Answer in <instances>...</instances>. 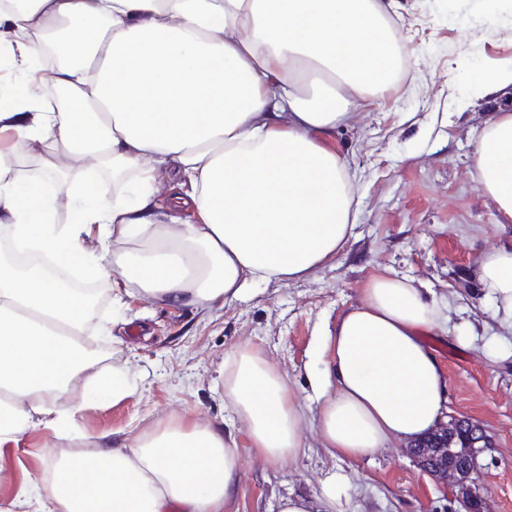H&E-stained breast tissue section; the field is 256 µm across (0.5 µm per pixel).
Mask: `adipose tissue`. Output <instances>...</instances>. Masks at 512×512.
<instances>
[{"instance_id": "obj_1", "label": "adipose tissue", "mask_w": 512, "mask_h": 512, "mask_svg": "<svg viewBox=\"0 0 512 512\" xmlns=\"http://www.w3.org/2000/svg\"><path fill=\"white\" fill-rule=\"evenodd\" d=\"M392 0H30L0 7V56L22 94L0 105V227L18 252L79 265L139 294L207 310L250 287L299 280L341 251L357 207L353 176L328 139L395 84L386 31ZM70 62L44 70V37ZM66 92L79 111L53 107ZM50 173L75 162L134 183L135 195L68 186L70 223L17 161ZM473 177L512 224V112L489 113ZM180 171L188 223L162 222L161 178ZM476 277L512 326V246L487 250ZM86 300L46 266L0 261V443L34 423L70 438L88 401L63 405L75 381L113 400L132 395L126 367H98ZM436 301L387 271L330 334L315 429L331 454L358 459L412 441L447 411L449 385L426 334ZM224 392L252 448L280 465L305 448V414L286 379L252 349L224 365ZM242 457L223 426L174 418L124 449L49 461L21 494L39 512H224Z\"/></svg>"}]
</instances>
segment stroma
<instances>
[{"instance_id":"35a3bbf8","label":"stroma","mask_w":512,"mask_h":512,"mask_svg":"<svg viewBox=\"0 0 512 512\" xmlns=\"http://www.w3.org/2000/svg\"><path fill=\"white\" fill-rule=\"evenodd\" d=\"M391 24L404 66L397 84L331 134L355 176L358 207L347 247L297 281L270 282L207 311L172 308L134 294L120 313L104 300V365L127 364L137 390L82 412L83 435L111 433L122 444L139 429L189 415L225 426L238 441L242 471L225 512H279L290 493L319 495L336 480V512H445L448 502L406 445L359 459L332 456L312 426L320 403L313 376L338 318L357 304L375 272L405 277L443 307L426 336L449 383V413L478 421L494 438L482 458L490 512H512V331L496 320L474 278L480 256L512 243L472 176L471 154L489 112L512 109V88L479 96L488 66L512 67V11L488 0H394ZM259 353L288 381L308 425L307 447L267 465L224 396V361L238 347ZM74 446L37 425L0 447V512H30L21 484L47 476L51 455Z\"/></svg>"}]
</instances>
